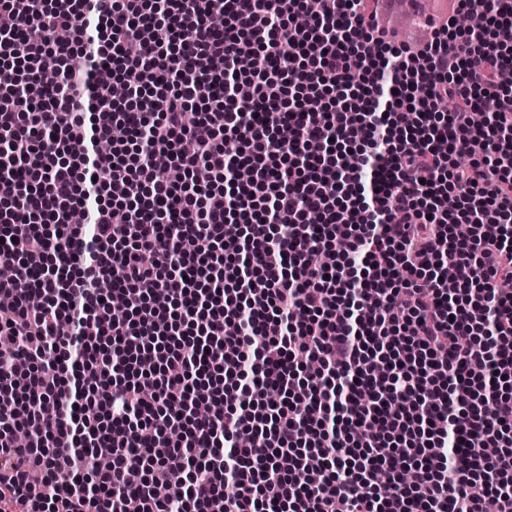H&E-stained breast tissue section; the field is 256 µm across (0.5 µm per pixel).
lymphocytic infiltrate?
I'll return each instance as SVG.
<instances>
[{
	"instance_id": "lymphocytic-infiltrate-1",
	"label": "lymphocytic infiltrate",
	"mask_w": 512,
	"mask_h": 512,
	"mask_svg": "<svg viewBox=\"0 0 512 512\" xmlns=\"http://www.w3.org/2000/svg\"><path fill=\"white\" fill-rule=\"evenodd\" d=\"M361 2L0 0V512H512V0Z\"/></svg>"
}]
</instances>
